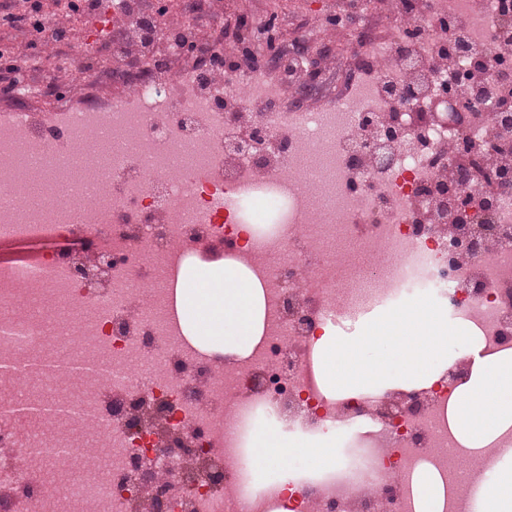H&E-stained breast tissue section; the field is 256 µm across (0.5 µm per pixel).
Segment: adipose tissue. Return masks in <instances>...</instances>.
I'll return each mask as SVG.
<instances>
[{"mask_svg": "<svg viewBox=\"0 0 512 512\" xmlns=\"http://www.w3.org/2000/svg\"><path fill=\"white\" fill-rule=\"evenodd\" d=\"M171 305L185 338L209 354L247 357L263 335L265 303L261 283L237 264L186 257L169 284ZM254 463L251 485L281 479V463L297 470H326L330 450L303 441H288L277 432L256 427L251 437Z\"/></svg>", "mask_w": 512, "mask_h": 512, "instance_id": "ef3b65f1", "label": "adipose tissue"}]
</instances>
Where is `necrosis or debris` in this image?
<instances>
[{
  "label": "necrosis or debris",
  "instance_id": "4bbe7bcc",
  "mask_svg": "<svg viewBox=\"0 0 512 512\" xmlns=\"http://www.w3.org/2000/svg\"><path fill=\"white\" fill-rule=\"evenodd\" d=\"M422 19L401 13L389 34L369 38L370 59L336 79L301 81L286 106L267 72L233 71L226 89L207 83L210 55L168 77L130 75L132 95L106 98L96 79L67 123L44 124L29 112L0 126V239L49 245L26 266L0 264V512H136L151 492L161 512H416L415 475L443 486L440 512H477L478 486L494 479L512 427L480 451L448 423L459 383L442 376L401 392L386 415V394L327 398L312 356L325 328L352 310L392 308L422 294L449 305L486 356L512 351V188H495L492 208L436 219L441 184L483 198L484 181L448 172L469 142L489 157L512 158V126L492 105L456 102L466 139L445 127L407 129L374 164L354 150L364 112H397L384 82L413 84L418 53L400 34L417 24L421 45L448 39L437 16L465 25L495 53L499 0H425ZM337 95L320 112L304 99ZM261 133L258 150L224 156L242 120ZM139 149L112 158L100 181L87 165L69 200L27 207L32 181L69 178L82 142L104 135ZM193 155L191 167L171 156ZM235 199L217 211L218 196ZM490 224L498 234L466 243L461 224ZM348 244L337 252V241ZM221 243L265 291V332L249 356L222 360L187 342L156 291L159 274ZM106 255V287H86L80 269ZM147 311L127 312L133 301ZM164 417L157 436L143 408ZM270 424L289 435L334 439L327 471L290 473L287 487H247L250 435ZM201 460L197 469L187 459Z\"/></svg>",
  "mask_w": 512,
  "mask_h": 512
}]
</instances>
